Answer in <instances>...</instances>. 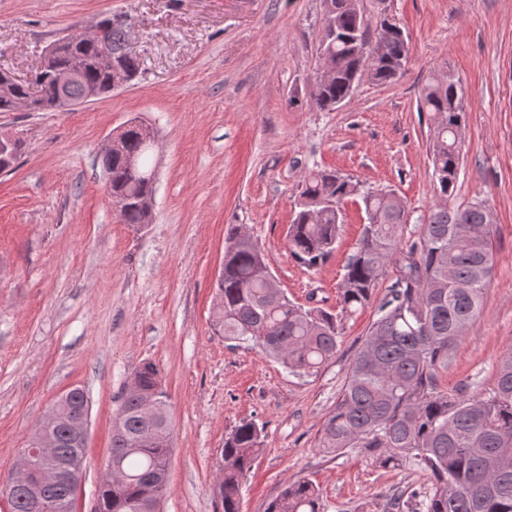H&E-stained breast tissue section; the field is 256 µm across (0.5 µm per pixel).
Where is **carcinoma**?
I'll list each match as a JSON object with an SVG mask.
<instances>
[{
    "mask_svg": "<svg viewBox=\"0 0 512 512\" xmlns=\"http://www.w3.org/2000/svg\"><path fill=\"white\" fill-rule=\"evenodd\" d=\"M325 23L317 47L312 99L333 111L348 98L364 74L392 83L407 70L411 47L402 29L383 17L371 23L358 0H323ZM127 20L104 13L87 28L53 42L55 51L42 59L29 81L0 73V112L20 103L30 112L55 111V75L74 69L77 76L62 89L72 103L92 94L112 93L113 73L101 62L112 54L113 65L130 82L139 75L137 60L122 52ZM465 91L451 77H431L422 87L418 108L435 120L431 146L433 178L439 202L424 219L419 241L400 249V231L411 214L398 196L385 189H359L334 171L311 170L300 182L295 216L288 227V250L309 271L332 256L343 224L345 199L360 198L366 217L361 237L345 264L340 294L341 315L352 316L374 300L388 267L395 278L375 303L374 319L348 367L334 408L325 417L318 447L340 455L349 448H368L384 462H397L430 474L428 495L395 491L380 512H512V350L497 364L493 388L459 397L439 390L438 373L448 366L454 345L480 314L492 274V225L486 201L474 199L464 208L448 205L454 193L465 126ZM149 126L129 125L122 134L126 155H103L101 163L112 183V204L125 224H148L146 202L154 195V166L147 143ZM264 249L253 236L235 228L224 250V273L218 278L212 327L226 340L261 348L294 375L311 376L335 354L340 342L338 316L305 308L270 288L262 269ZM140 393H126L112 429V457L97 490L95 512H144L168 486L171 448L156 439L161 426L170 429L168 414L141 413L145 395L165 404L158 371L145 363L136 371ZM83 390L60 398L50 411L54 457L42 462L63 472L85 465L86 449L75 443L68 423L79 416ZM263 441V427L243 420L224 440L219 474L221 512H240V488ZM11 512H72L76 489L69 480L42 489L5 486ZM267 512H324L318 489L303 478L287 484Z\"/></svg>",
    "mask_w": 512,
    "mask_h": 512,
    "instance_id": "carcinoma-1",
    "label": "carcinoma"
}]
</instances>
